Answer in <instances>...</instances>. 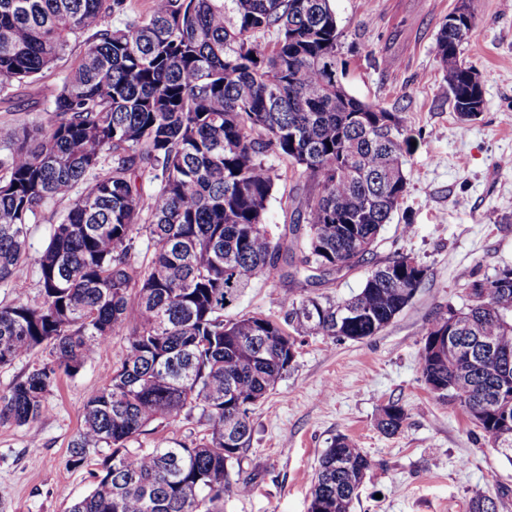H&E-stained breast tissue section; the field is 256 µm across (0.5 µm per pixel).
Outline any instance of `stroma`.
I'll list each match as a JSON object with an SVG mask.
<instances>
[{
	"label": "stroma",
	"mask_w": 512,
	"mask_h": 512,
	"mask_svg": "<svg viewBox=\"0 0 512 512\" xmlns=\"http://www.w3.org/2000/svg\"><path fill=\"white\" fill-rule=\"evenodd\" d=\"M341 29L342 81L356 97L395 112L415 145L407 158L403 204L380 234L371 260L315 283L253 280L228 319L278 314L289 299L339 300L357 292L373 264L399 253L428 267L411 304L361 341L304 337L287 375L254 409L252 439L228 467L230 483L249 478V494L228 493L224 512H308L315 468L331 438H352L373 462L356 512H470L483 490L512 512V463L460 407L439 400L419 365L423 329L448 307H465L472 281L512 266V0H476L464 59L480 76L484 109L461 124L433 52L456 0H331ZM81 51L8 93L0 131L46 123ZM125 350L111 337L76 375L59 374L45 413L18 426L0 422V512H68L92 488L89 466L69 463L88 395L109 378ZM399 402L408 417L382 433V406Z\"/></svg>",
	"instance_id": "35a3bbf8"
}]
</instances>
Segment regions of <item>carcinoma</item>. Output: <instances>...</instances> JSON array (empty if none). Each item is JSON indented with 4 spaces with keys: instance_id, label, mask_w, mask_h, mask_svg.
Here are the masks:
<instances>
[{
    "instance_id": "obj_1",
    "label": "carcinoma",
    "mask_w": 512,
    "mask_h": 512,
    "mask_svg": "<svg viewBox=\"0 0 512 512\" xmlns=\"http://www.w3.org/2000/svg\"><path fill=\"white\" fill-rule=\"evenodd\" d=\"M111 15L125 21L108 25ZM473 18L443 23L433 48L456 113L475 71L461 52ZM83 35L71 75L47 88L55 109L46 126L0 136V282L21 278L32 225L69 202L34 259L40 300L0 307V367L43 344L51 356L0 393V421L37 420L58 373L76 375L121 335L123 356L85 401L69 462L112 452L69 512H224L227 466L250 447V414L287 374L298 338L376 335L428 269L397 255L347 299L306 295L281 315L235 320L224 310L290 253L300 254L285 274L292 281L373 254L406 192L411 135L397 113L336 86L342 32L331 0H150L133 15L128 0H0V91L35 79ZM276 160L307 182L280 232L267 224ZM145 179L158 185L148 202ZM80 183L85 192L72 196ZM141 233L154 245L146 264L130 259ZM398 268L406 297L385 278ZM469 298L424 328L421 373L486 435L512 431V367L434 350L441 327L467 348L480 337L512 356V268L472 283ZM349 308L358 314L345 319ZM195 412L201 435L128 447L148 427ZM406 419L392 401L378 428L394 435ZM371 469L351 439L332 438L309 512H354ZM489 502L474 492L470 512H498Z\"/></svg>"
}]
</instances>
